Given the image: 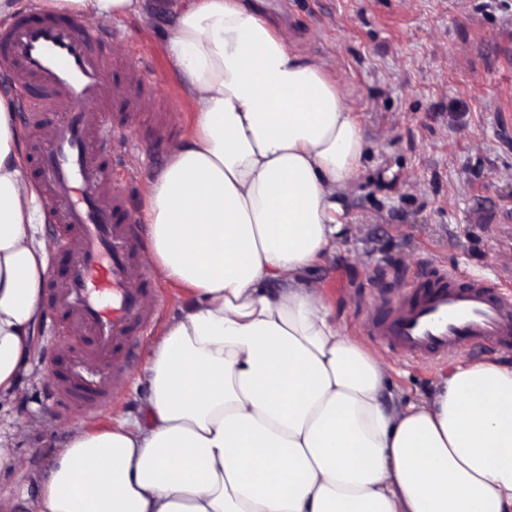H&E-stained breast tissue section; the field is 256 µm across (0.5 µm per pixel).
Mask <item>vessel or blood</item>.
Here are the masks:
<instances>
[{"label": "vessel or blood", "mask_w": 512, "mask_h": 512, "mask_svg": "<svg viewBox=\"0 0 512 512\" xmlns=\"http://www.w3.org/2000/svg\"><path fill=\"white\" fill-rule=\"evenodd\" d=\"M108 68L124 71V81L107 85ZM0 77L26 104L29 150L61 227L54 246L71 256L66 275L49 284V304L61 324L84 328L53 394L67 408L95 412L126 382L136 344L155 322V275L137 259L143 239L122 183L139 149L132 129L149 127L157 149L174 138L169 106L132 59L110 54L107 32L64 18L23 15L0 28ZM497 286V278L455 270L422 274L386 299L371 332L425 361L510 347L512 297L497 296Z\"/></svg>", "instance_id": "b4317fda"}]
</instances>
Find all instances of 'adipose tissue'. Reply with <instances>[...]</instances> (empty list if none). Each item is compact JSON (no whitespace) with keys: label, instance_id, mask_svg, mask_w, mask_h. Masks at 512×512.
<instances>
[{"label":"adipose tissue","instance_id":"obj_1","mask_svg":"<svg viewBox=\"0 0 512 512\" xmlns=\"http://www.w3.org/2000/svg\"><path fill=\"white\" fill-rule=\"evenodd\" d=\"M94 24L141 0H34ZM244 0L168 36L195 106L151 183L147 260L190 292L146 368L144 420L70 422L34 512H512V363L453 361L385 402L390 366L307 269L341 239L367 144L358 102ZM43 201L0 96V401L37 350Z\"/></svg>","mask_w":512,"mask_h":512}]
</instances>
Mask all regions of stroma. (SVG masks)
Wrapping results in <instances>:
<instances>
[{"mask_svg": "<svg viewBox=\"0 0 512 512\" xmlns=\"http://www.w3.org/2000/svg\"><path fill=\"white\" fill-rule=\"evenodd\" d=\"M187 0H144V12L121 20L123 54L144 67L149 84L176 102L169 121L185 132L191 100L179 90L167 35ZM272 20L290 28L297 50L317 56L352 88L368 143L364 169L344 203L351 233L309 270L337 321L391 365L389 389L412 398L432 389L448 360L416 364L382 348L369 334L379 313L378 289L397 292L419 265L483 275L512 254V0H263ZM134 137L142 211L157 171L145 131ZM423 186L411 189L412 182ZM491 215V224L476 215ZM53 317H44L38 352L19 381V393L0 405V428L26 422L15 443L22 466L0 472V489L31 512L43 477L70 420L55 407L50 375ZM154 338L138 342L128 380L97 424L135 416L146 387L141 377Z\"/></svg>", "mask_w": 512, "mask_h": 512, "instance_id": "stroma-1", "label": "stroma"}]
</instances>
